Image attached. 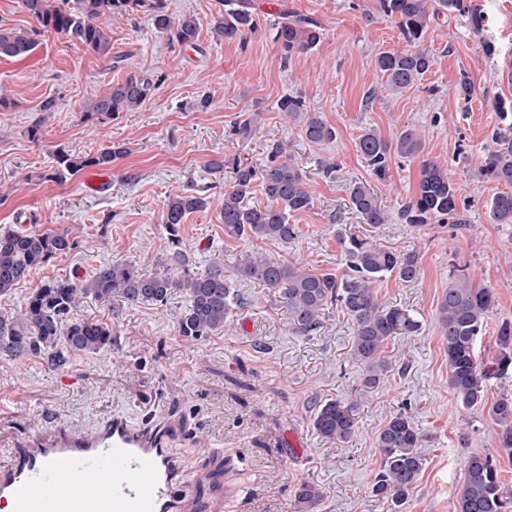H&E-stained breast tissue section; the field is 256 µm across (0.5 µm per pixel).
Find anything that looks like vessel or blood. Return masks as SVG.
I'll return each instance as SVG.
<instances>
[{
	"label": "vessel or blood",
	"instance_id": "1",
	"mask_svg": "<svg viewBox=\"0 0 512 512\" xmlns=\"http://www.w3.org/2000/svg\"><path fill=\"white\" fill-rule=\"evenodd\" d=\"M8 454L0 500L11 512H182L190 485L162 427L117 415L90 433L54 426Z\"/></svg>",
	"mask_w": 512,
	"mask_h": 512
}]
</instances>
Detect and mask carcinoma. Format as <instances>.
<instances>
[{"instance_id": "1", "label": "carcinoma", "mask_w": 512, "mask_h": 512, "mask_svg": "<svg viewBox=\"0 0 512 512\" xmlns=\"http://www.w3.org/2000/svg\"><path fill=\"white\" fill-rule=\"evenodd\" d=\"M441 4L450 12L469 14L474 31L484 28V15L465 0H441ZM23 5L35 26L0 25V57L28 56L35 49L38 36L49 31L81 44L100 58L108 57L112 54V41L103 20L135 11L147 14L156 31L171 43L193 46L199 34L195 16L173 17L168 0H23ZM379 6L385 15L396 20L407 42V48L383 51L376 58L386 85L398 92L419 82L431 66L430 56L418 48L430 16L426 0H379ZM257 28V15L249 7V0H224V16L214 27L216 36L244 40L247 32ZM321 35V26L314 19L286 16L274 27L272 41L286 65L294 56L313 49ZM152 85L151 79L131 74L113 83L105 95L88 100L85 114L133 112L144 103ZM278 110L303 121V134L311 143L336 138V130L319 113L307 111L299 95L281 98ZM492 139L497 148L488 152L481 173L493 181L512 184V124L497 128ZM422 149V139L414 129L387 140L369 128L358 139V150L367 166L381 179L385 178L391 156L414 158ZM126 153L127 148L117 141L93 154L72 156L62 152L56 156L52 177L61 179L90 167L107 169ZM210 167L230 169L231 184L224 192L220 213L227 235L282 244L297 238V226L289 223V217L309 209L313 197L302 169L284 157L281 144L268 146L267 162L261 166L235 158L212 161ZM257 189L265 197L262 203L253 200ZM348 194L351 208L363 223H386L377 196L363 183L350 184ZM205 206L206 200L191 183L168 197L162 222L173 250L160 260L161 270L146 273L132 263L104 264L78 281H47L29 296L20 313H1L0 355L14 360L37 356L48 366L58 368L66 365L72 355L97 354L112 346V326L74 316L89 298L115 300L131 308L147 303L163 306L181 291L188 296L190 308L178 320L179 335L199 340L223 331L235 300L230 283L224 279V267L211 265L200 272L190 269L179 236L185 217ZM466 212V206L459 204L448 170L435 161L423 160L417 192L401 210L404 222L454 227L467 223ZM489 218L495 224H512V193H499L491 199ZM342 244L348 263L339 275L315 273L292 262L252 253L240 255L236 271L240 278L272 290L287 309L292 327L303 335L317 332L331 308L348 315L354 326L351 357L358 367L360 386L373 389L389 372L383 346L398 336L414 335L421 325L408 310L381 304L372 283L392 273L404 282L416 280L418 259L370 245L355 234L342 239ZM76 247L77 241L68 231H1L0 297L11 294L35 267L67 255ZM496 303L494 289L475 286L460 276L448 281L438 313L448 351V385L463 408L488 407L489 415L501 427L500 448L512 457V393H505L490 404L486 401L489 379L512 378V322L504 321L498 326L496 352L488 367H481L477 355L478 340ZM313 427L324 439L347 442L358 427L357 405L339 399L320 401ZM376 448L382 456V467L372 485V495L388 503L390 512H402L423 468L422 436L412 419L398 412L380 428ZM322 498L319 486L303 482L295 491V508L297 512H315ZM456 512H512V492L505 491L491 456L473 453L467 458Z\"/></svg>"}]
</instances>
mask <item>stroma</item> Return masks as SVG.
I'll list each match as a JSON object with an SVG mask.
<instances>
[{
    "label": "stroma",
    "instance_id": "stroma-1",
    "mask_svg": "<svg viewBox=\"0 0 512 512\" xmlns=\"http://www.w3.org/2000/svg\"><path fill=\"white\" fill-rule=\"evenodd\" d=\"M260 18L244 41H215L221 0H168L173 16L194 15L195 46L170 43L138 12L108 19L112 55L98 58L80 44L48 32L26 58H0V229L72 233L77 248L36 267L0 311L24 307L30 294L53 278L79 280L106 263L131 262L144 271L170 249L162 211L182 185L202 188L205 209L180 229L194 269L224 267L242 300L223 332L192 341L177 323L189 309L178 292L165 306L114 309L89 299L79 317L107 322L117 343L108 351L77 356L52 369L37 357L0 356V466L6 448L56 425L97 428L119 414L133 425L155 418L169 431L172 451L187 466L191 487L185 512H296L301 483L321 487L316 512H389L371 495L382 464L376 436L394 413L406 412L422 438L424 466L405 512H456L466 457L491 455L512 490V457L499 446L500 428L485 411L457 404L448 385V354L438 315L450 277L495 288L494 308L477 349L491 361L498 325L512 321V224L492 223L491 198L512 185L485 178L482 161L503 124L494 99L512 105V0H472L487 18L474 31L467 16L427 0L432 20L421 47L432 59L423 78L403 93H390L375 66L384 51L405 48L396 22L379 0H252ZM315 19L318 45L282 64L272 41L280 10ZM494 45L487 55L485 44ZM150 76L152 96L134 112L87 117L88 99L104 95L129 74ZM468 77L472 93L456 86ZM302 96L336 130L334 141L313 144L301 122L277 109L286 95ZM57 109L40 111L46 97ZM261 111L249 136L235 132L242 113ZM395 139L411 128L422 133L423 155L392 157L385 178L374 176L357 150L365 129ZM118 140L128 153L105 170L102 185L85 186L86 171L53 178L59 152H96ZM281 143L309 179L312 207L292 216L298 236L288 245L227 236L220 220L228 178L208 161L237 156L262 165L267 145ZM447 168L468 207V222L413 225L400 217L415 193L422 158ZM336 162L335 172L321 164ZM371 187L387 212L380 227L363 223L349 205L347 189ZM398 254L418 258L416 281L388 274L374 285L379 300L409 310L422 324L417 335L384 346L392 366L375 389L361 390L351 360L353 324L330 310L314 335L294 330L288 312L271 292L236 277L243 252L293 262L316 272H341L347 256L338 232ZM350 400L359 429L348 442L321 438L313 428L319 400Z\"/></svg>",
    "mask_w": 512,
    "mask_h": 512
}]
</instances>
